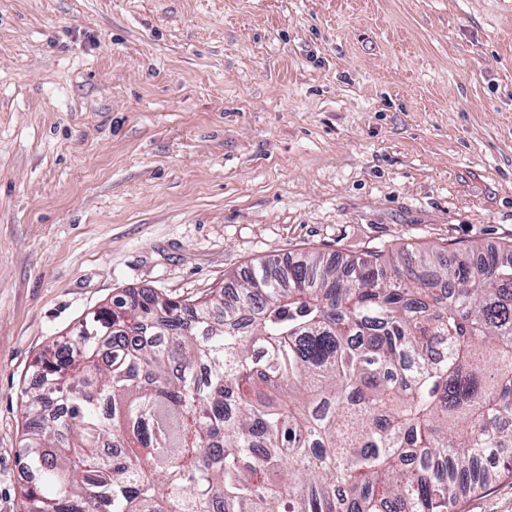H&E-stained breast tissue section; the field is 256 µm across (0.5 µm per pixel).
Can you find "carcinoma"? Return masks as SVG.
<instances>
[{
	"instance_id": "cac0c4a2",
	"label": "carcinoma",
	"mask_w": 512,
	"mask_h": 512,
	"mask_svg": "<svg viewBox=\"0 0 512 512\" xmlns=\"http://www.w3.org/2000/svg\"><path fill=\"white\" fill-rule=\"evenodd\" d=\"M22 392L27 512H453L512 448V248L125 290Z\"/></svg>"
}]
</instances>
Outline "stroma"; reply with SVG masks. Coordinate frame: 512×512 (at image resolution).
I'll list each match as a JSON object with an SVG mask.
<instances>
[{
  "mask_svg": "<svg viewBox=\"0 0 512 512\" xmlns=\"http://www.w3.org/2000/svg\"><path fill=\"white\" fill-rule=\"evenodd\" d=\"M506 244L512 0H0V512L38 353L122 290Z\"/></svg>",
  "mask_w": 512,
  "mask_h": 512,
  "instance_id": "stroma-1",
  "label": "stroma"
}]
</instances>
